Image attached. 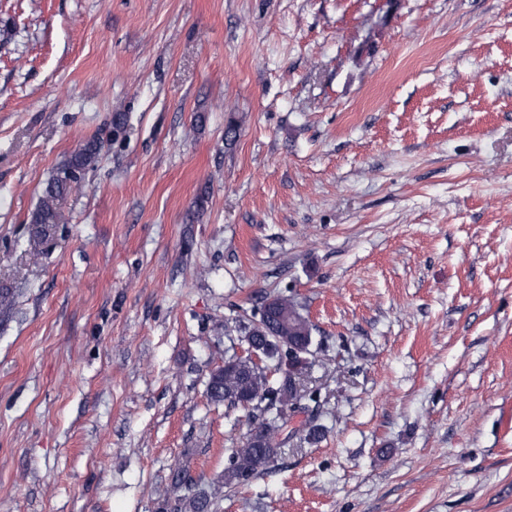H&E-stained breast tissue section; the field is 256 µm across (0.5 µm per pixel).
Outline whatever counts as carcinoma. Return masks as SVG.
Wrapping results in <instances>:
<instances>
[{
	"label": "carcinoma",
	"mask_w": 512,
	"mask_h": 512,
	"mask_svg": "<svg viewBox=\"0 0 512 512\" xmlns=\"http://www.w3.org/2000/svg\"><path fill=\"white\" fill-rule=\"evenodd\" d=\"M98 152L97 141L86 142L48 182L31 218V223L36 225L34 241L41 242L49 236L54 225L62 222L60 199L80 186L84 171ZM257 328L274 345L280 341L301 339L308 348L312 342L311 324L300 313L295 302L286 295L273 298L267 310L261 307L251 312L248 322L242 326L243 340L250 341ZM207 391L211 401L215 403H222L227 397L241 395H250L263 403V418L256 426L265 432V436L258 441L246 436L241 446L233 449L224 472L209 485V489L196 490L177 499L173 512H214V505L224 494V487L248 484L282 447L279 440L280 416L290 407L292 401L303 398V394L288 375L282 374L278 380L272 382L260 366L247 359H241L221 371H213Z\"/></svg>",
	"instance_id": "1"
}]
</instances>
